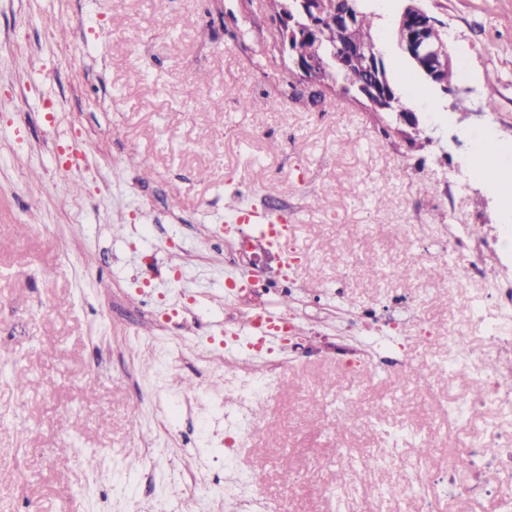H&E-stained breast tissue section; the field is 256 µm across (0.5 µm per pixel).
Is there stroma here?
Segmentation results:
<instances>
[{"instance_id":"stroma-1","label":"stroma","mask_w":512,"mask_h":512,"mask_svg":"<svg viewBox=\"0 0 512 512\" xmlns=\"http://www.w3.org/2000/svg\"><path fill=\"white\" fill-rule=\"evenodd\" d=\"M267 0H0V512H181L174 487L186 440L213 484L233 460L260 474L265 512H389L405 487L395 467L367 468L364 485L337 487L346 462L381 451L413 455L418 429L448 431V447L474 432L512 429V403L481 408L461 397L486 368L485 321L512 336V308L489 298L450 241L478 242L501 224L503 201L473 178L480 129L512 152V0H423L444 22L460 68L458 95L429 86L398 51L393 20L403 0H366L396 82L412 78L425 143L378 135L374 113L351 101L288 99V63L270 51ZM223 96L222 109L212 98ZM283 99L242 111L240 99ZM78 153L80 191L60 203L57 154ZM150 157L143 179L126 165ZM42 177L34 181L31 170ZM283 215L292 226L293 289L270 286L282 259L233 263L232 210ZM183 257L173 269L169 255ZM425 266L430 278L403 280ZM258 274L252 302L287 300L300 327L291 343L263 347L272 384L250 414L265 424L249 447L212 446L223 409L203 395L224 360V278ZM381 329L341 332L367 308ZM388 351L415 374L353 378L343 363ZM156 363L147 375L142 367ZM471 374L458 377L460 367ZM27 373L25 391L13 370ZM431 373L432 388L421 374ZM197 387L184 390L181 381ZM337 394L368 415L339 431ZM181 402L169 421L163 397ZM141 412L132 427V408ZM68 437L72 453L57 450ZM281 448V457L272 449ZM99 454L86 470L75 450ZM290 471L293 483L282 479ZM410 489V512H498L495 498L461 501L433 482Z\"/></svg>"}]
</instances>
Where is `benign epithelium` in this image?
<instances>
[{"label":"benign epithelium","mask_w":512,"mask_h":512,"mask_svg":"<svg viewBox=\"0 0 512 512\" xmlns=\"http://www.w3.org/2000/svg\"><path fill=\"white\" fill-rule=\"evenodd\" d=\"M320 5L321 0H281V10L276 16L277 39L274 49L280 56L288 57L307 85L325 89L329 86L330 64L315 56L311 50L299 48L304 39L302 30L308 25H315ZM399 30L401 37L398 48L401 52L414 61L427 82L444 93L448 92L442 80L450 63L444 23L420 6L419 0H409L401 11ZM339 51V59L366 73V79L353 98L373 109H388L385 83L378 64L380 50L370 42L346 41L339 46ZM394 121L396 129L409 140L416 139L422 133L415 112H397Z\"/></svg>","instance_id":"1"}]
</instances>
